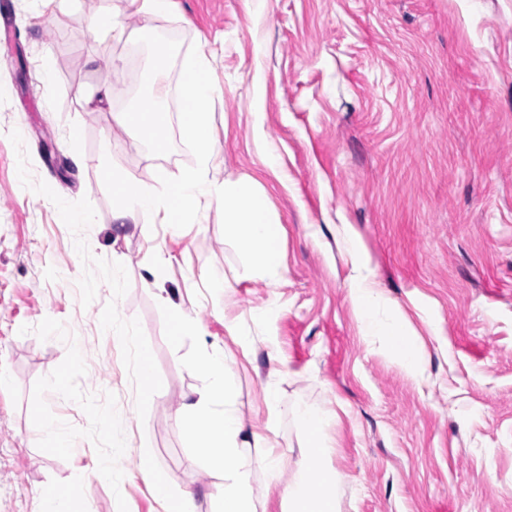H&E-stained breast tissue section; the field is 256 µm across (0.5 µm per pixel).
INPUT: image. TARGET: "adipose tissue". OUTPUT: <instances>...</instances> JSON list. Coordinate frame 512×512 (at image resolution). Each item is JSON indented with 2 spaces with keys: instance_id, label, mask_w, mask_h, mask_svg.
Listing matches in <instances>:
<instances>
[{
  "instance_id": "1",
  "label": "adipose tissue",
  "mask_w": 512,
  "mask_h": 512,
  "mask_svg": "<svg viewBox=\"0 0 512 512\" xmlns=\"http://www.w3.org/2000/svg\"><path fill=\"white\" fill-rule=\"evenodd\" d=\"M169 101L163 88H153L139 102L116 113L118 124L134 130L147 143L162 145L167 129ZM360 247L351 244L350 299L354 313L366 334L386 336L397 365L413 372L420 350L399 323L383 322L377 310L386 298L374 273L359 259ZM195 368L208 380L205 390L185 397L179 414L187 440L198 460L221 471L224 483L218 490L220 512H256L251 488L249 449H267V473L277 480L283 465L272 454V440L246 431L234 407L235 388L228 378V358L223 350L205 352ZM294 415L307 435L306 450L297 473L284 492L288 512H336L335 480L325 461L330 444L327 434L334 424L332 415L299 406Z\"/></svg>"
}]
</instances>
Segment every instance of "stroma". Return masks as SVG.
<instances>
[{
    "instance_id": "obj_1",
    "label": "stroma",
    "mask_w": 512,
    "mask_h": 512,
    "mask_svg": "<svg viewBox=\"0 0 512 512\" xmlns=\"http://www.w3.org/2000/svg\"><path fill=\"white\" fill-rule=\"evenodd\" d=\"M93 15L123 35L89 29ZM133 45L129 93L109 76L126 70ZM192 47L213 67L209 176L264 189L285 230L280 283L244 277L220 210L177 233L112 218L104 159L138 176L175 177L194 162L177 99ZM155 74L170 104L160 150L115 120ZM100 81L110 102L87 104L82 89ZM270 147L279 169L263 162ZM81 211L91 223L70 222ZM348 226L390 301L384 315L422 352L416 375L354 314ZM158 252L156 287L199 335L175 339L146 284ZM205 271L231 292L202 283ZM213 347L232 360L245 427H275L280 484L266 478L263 449L250 451L265 512H284L282 482L304 452L298 405L337 416L327 465L339 512H512V0H267L259 13L252 0H173L147 25L125 0H0V371L10 378L0 512H40L49 487L74 490L72 512H164L145 457L172 495L217 512L224 476L198 463L178 418L206 384L193 365ZM138 348L158 382L146 402ZM273 351L286 363L279 376ZM116 428L126 434L118 456ZM53 430L67 451L46 447ZM108 459L118 482L97 475Z\"/></svg>"
}]
</instances>
